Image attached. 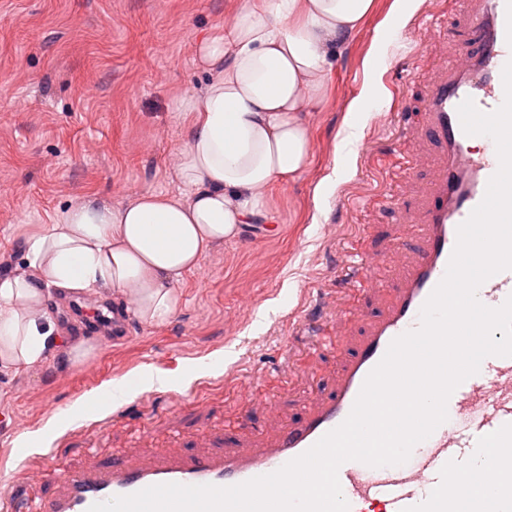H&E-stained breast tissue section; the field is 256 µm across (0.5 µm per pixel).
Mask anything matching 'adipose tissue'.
Wrapping results in <instances>:
<instances>
[{"instance_id": "1", "label": "adipose tissue", "mask_w": 512, "mask_h": 512, "mask_svg": "<svg viewBox=\"0 0 512 512\" xmlns=\"http://www.w3.org/2000/svg\"><path fill=\"white\" fill-rule=\"evenodd\" d=\"M372 9L373 0H242L223 31L198 42L210 80L179 104L194 115L175 171L188 196L146 192L121 207L88 197L27 236L26 267L0 276V374L42 368L61 351L54 291L126 295L137 320L170 318L185 274L265 212L271 185L309 166L308 114L323 101L330 54ZM382 107L370 89L351 100L343 157Z\"/></svg>"}]
</instances>
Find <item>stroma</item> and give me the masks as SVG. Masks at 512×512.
<instances>
[{
    "label": "stroma",
    "instance_id": "obj_1",
    "mask_svg": "<svg viewBox=\"0 0 512 512\" xmlns=\"http://www.w3.org/2000/svg\"><path fill=\"white\" fill-rule=\"evenodd\" d=\"M241 0H0V275L25 263L24 239L70 204L95 196L115 206L144 192L186 196L175 176L187 115L178 103L207 76L196 45L229 23ZM392 0H376L363 29L336 55L321 108L309 116L308 168L267 192L268 210L240 237L218 244L189 273L168 320L130 319L126 343L101 339L70 367L48 363L0 375V491L28 470L55 473L87 457L133 450L207 451L229 431L247 444L300 420L330 392L354 337L397 285L392 253L405 245L412 206L429 177L431 145L406 129L420 87L438 63L434 45L462 35L449 0H424L397 38L383 23ZM384 42L385 59L373 61ZM374 87L384 106L366 125L353 160H339L349 101ZM339 168L344 180L324 211L314 192ZM368 258L374 286L348 283L347 254ZM119 297L89 298L87 314L57 298L68 336H95L90 315ZM162 376L145 390L84 412L48 445L15 452L16 438L43 428L108 384Z\"/></svg>",
    "mask_w": 512,
    "mask_h": 512
}]
</instances>
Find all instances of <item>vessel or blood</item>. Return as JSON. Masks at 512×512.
Masks as SVG:
<instances>
[{
  "label": "vessel or blood",
  "instance_id": "1",
  "mask_svg": "<svg viewBox=\"0 0 512 512\" xmlns=\"http://www.w3.org/2000/svg\"><path fill=\"white\" fill-rule=\"evenodd\" d=\"M466 46L441 58L421 89V119L412 140L434 146L433 176L420 201L412 259L381 314L348 350L332 391L315 399L300 422L260 443L221 452L126 454L92 458L64 475L51 496L29 502L32 480L7 496V512H88L96 502L164 483L232 486L272 473L301 455L349 416L368 374L391 341L420 325L419 313L445 275L457 228L483 200L498 169L496 150L475 154L457 108L473 99L485 113L504 100L502 70L512 60V0H458ZM477 294L500 306L512 295V270L486 280ZM448 419L398 466L357 461L338 476L349 512H512V356L484 359L450 396Z\"/></svg>",
  "mask_w": 512,
  "mask_h": 512
}]
</instances>
